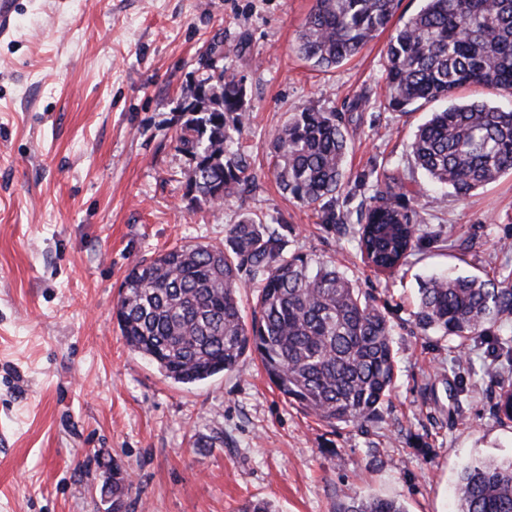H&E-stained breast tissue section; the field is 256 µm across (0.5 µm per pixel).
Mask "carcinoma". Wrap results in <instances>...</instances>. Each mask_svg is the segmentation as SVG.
I'll return each mask as SVG.
<instances>
[{
  "label": "carcinoma",
  "mask_w": 512,
  "mask_h": 512,
  "mask_svg": "<svg viewBox=\"0 0 512 512\" xmlns=\"http://www.w3.org/2000/svg\"><path fill=\"white\" fill-rule=\"evenodd\" d=\"M396 0H314L296 50L321 70L355 56L391 23ZM386 102L393 111L436 100L449 105L421 124L410 148L415 165L459 199L512 173V109L485 100L456 101L466 86L512 94V0H422L394 29L386 49ZM242 79L230 69L190 91L180 114L177 149L197 154L186 188L197 206L212 207L253 181L231 145L245 127ZM279 188L313 208L323 224L344 223L337 209L350 149L345 118L303 105L273 134ZM402 178L376 190L353 229L362 257L394 273L409 263L425 234L426 212L407 206ZM259 288L251 325L239 302L244 281ZM115 317L127 345L180 384L240 366L248 352L288 401L334 427L375 419L396 382L393 325L386 308L357 288L332 260L285 252L277 228L247 213L230 225L224 247L181 245L139 261L121 284ZM512 268L489 278L432 276L418 288L415 325L463 348L496 337L512 355ZM484 376L499 401L512 398V370ZM128 489L112 466V512H126ZM458 512H512V459L466 467L455 487ZM336 512H407L400 503L348 489Z\"/></svg>",
  "instance_id": "carcinoma-1"
}]
</instances>
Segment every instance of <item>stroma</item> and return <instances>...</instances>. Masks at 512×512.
<instances>
[{
	"instance_id": "obj_1",
	"label": "stroma",
	"mask_w": 512,
	"mask_h": 512,
	"mask_svg": "<svg viewBox=\"0 0 512 512\" xmlns=\"http://www.w3.org/2000/svg\"><path fill=\"white\" fill-rule=\"evenodd\" d=\"M0 40V512H107L104 466L132 483L128 512H336L346 487L407 512H457L462 468L512 456V422L483 377L496 344L453 349L422 334L417 279L496 275L512 265V175L437 204L409 144L435 104H385L390 31L321 71L295 40L313 0H23ZM242 78L239 138L253 184L199 209L174 133L188 89L212 71ZM349 117L344 225L279 189L269 143L299 106ZM422 191L428 236L411 267H367L351 229L379 180ZM251 213L287 250L336 261L385 305L397 384L377 420L330 427L287 401L257 356L181 385L130 350L116 319L135 263L173 246L223 245Z\"/></svg>"
}]
</instances>
